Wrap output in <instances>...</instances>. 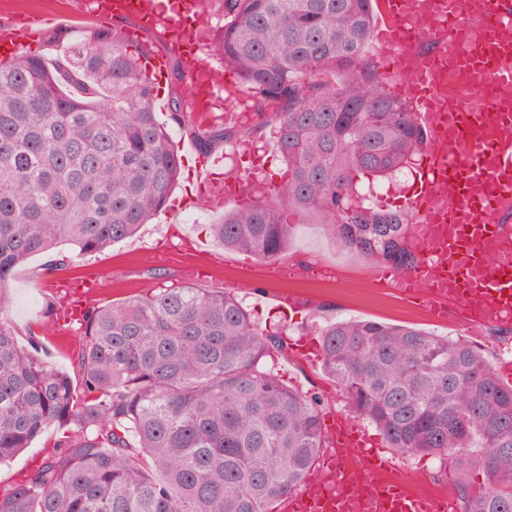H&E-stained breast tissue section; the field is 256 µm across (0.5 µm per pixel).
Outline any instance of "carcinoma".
<instances>
[{
	"instance_id": "cac0c4a2",
	"label": "carcinoma",
	"mask_w": 512,
	"mask_h": 512,
	"mask_svg": "<svg viewBox=\"0 0 512 512\" xmlns=\"http://www.w3.org/2000/svg\"><path fill=\"white\" fill-rule=\"evenodd\" d=\"M224 15L215 48L276 125L286 209L396 270L417 262L402 210L365 205L355 177H384L426 133L368 59L372 0H201ZM141 46L95 29L47 67L0 59V300L14 271L62 244L103 252L164 211L181 164L154 111ZM169 120L210 156L254 129L202 126L170 65ZM224 249L276 259L282 211L246 204L212 225ZM77 396L65 374L0 325V462L50 426L60 451L0 495V512H268L330 441L323 399L267 365L281 338L235 296L180 284L88 311ZM324 374L397 455L453 456L459 512H512V385L472 343L409 326L339 320L320 333ZM485 481L475 484L471 474Z\"/></svg>"
}]
</instances>
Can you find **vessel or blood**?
I'll return each mask as SVG.
<instances>
[{
    "mask_svg": "<svg viewBox=\"0 0 512 512\" xmlns=\"http://www.w3.org/2000/svg\"><path fill=\"white\" fill-rule=\"evenodd\" d=\"M376 40L383 67L411 97L429 144L418 176L392 204L416 223V267L377 270L385 287L420 298L439 319L465 329L512 321V0H376ZM198 0L162 6L160 0H77L76 14L91 20H132L163 29L187 78L207 68L191 31ZM65 15L28 17L24 26L0 24V58L36 44L43 26L60 27ZM222 157L196 169L199 197L178 199L186 210L200 200L220 205L252 196L257 182L216 176ZM332 447L316 474L282 503L284 512H453L450 493L417 491L396 460L373 449L360 427L331 430Z\"/></svg>",
    "mask_w": 512,
    "mask_h": 512,
    "instance_id": "obj_1",
    "label": "vessel or blood"
}]
</instances>
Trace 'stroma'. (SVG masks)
Wrapping results in <instances>:
<instances>
[{"instance_id":"stroma-1","label":"stroma","mask_w":512,"mask_h":512,"mask_svg":"<svg viewBox=\"0 0 512 512\" xmlns=\"http://www.w3.org/2000/svg\"><path fill=\"white\" fill-rule=\"evenodd\" d=\"M222 214L219 208H197L192 213L195 221L189 224L185 213L169 210L105 252L78 257L65 245L55 253L32 256L8 282L5 299L0 302V325L9 328L21 346L66 373L75 392H82L80 329L75 325L66 331L58 329L65 299L56 292V282L97 281L101 306L149 295L190 281L180 250L187 242L215 258L199 287L236 294L260 328L282 334L287 346L284 354L276 357L275 370L288 386L322 397L325 424L351 417L345 396L324 375L320 355L313 350L320 340V328L329 322L360 317L459 336L479 347L496 368L502 359L512 357V325L464 331L452 322L433 319L416 301L394 289L375 287V264L352 253L309 216H290L287 252L278 259L265 260L215 243L210 226ZM277 291L294 294L296 308L276 307L269 295ZM61 436L60 428L50 427L29 448L1 464L0 494L54 455ZM401 463L407 477L423 490L436 485L451 491L456 488L451 460L414 455L402 458Z\"/></svg>"}]
</instances>
